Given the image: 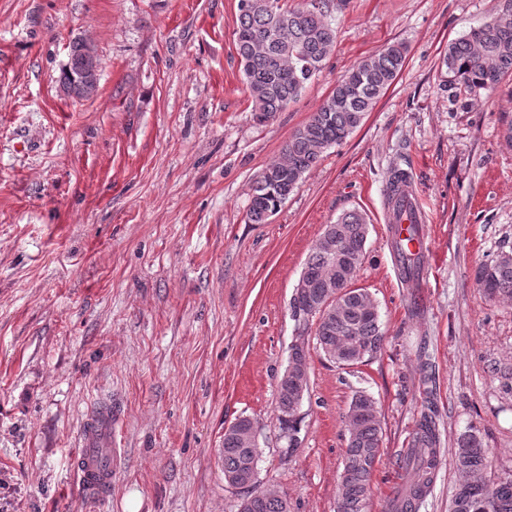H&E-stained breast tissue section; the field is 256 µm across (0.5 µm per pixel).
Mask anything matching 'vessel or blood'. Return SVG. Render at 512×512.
Returning <instances> with one entry per match:
<instances>
[{"instance_id":"obj_1","label":"vessel or blood","mask_w":512,"mask_h":512,"mask_svg":"<svg viewBox=\"0 0 512 512\" xmlns=\"http://www.w3.org/2000/svg\"><path fill=\"white\" fill-rule=\"evenodd\" d=\"M403 200L402 215H389L392 236L408 238L411 223L422 220L420 198L414 186L407 185L399 192ZM77 455V479L81 486L104 497L112 489V475L116 471L117 449L112 446V412L103 407L86 423L80 438Z\"/></svg>"}]
</instances>
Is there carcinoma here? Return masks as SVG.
Returning a JSON list of instances; mask_svg holds the SVG:
<instances>
[{"label":"carcinoma","mask_w":512,"mask_h":512,"mask_svg":"<svg viewBox=\"0 0 512 512\" xmlns=\"http://www.w3.org/2000/svg\"><path fill=\"white\" fill-rule=\"evenodd\" d=\"M239 24L235 46L252 102L254 118L265 122L288 108L305 85L322 71L324 61L336 47V29L327 21L328 0H311L303 7L284 8L279 0H249L238 4ZM83 40L71 43L66 67L59 77L61 87L72 88L71 77L87 67L101 66L100 59L84 57ZM406 49L390 43L353 64L336 81L329 96L309 120L293 131L279 157L256 177L248 209L253 224H265L288 199L305 174L322 159L325 151L341 144L373 109L378 98L394 83L405 62ZM448 77L469 90L489 89L512 73V11L505 10L490 21L470 29L448 43L442 58ZM368 227L356 211L343 213L336 221V237L349 246V259L337 271L328 254L312 248L303 271L316 291L341 275L354 281L365 257ZM393 250L405 279H415L423 256L408 243L393 242ZM485 264L474 273V281L491 300H512V253L495 258L490 277ZM362 288L347 291L336 313L315 322L318 348L331 361L354 365L380 351L385 332L379 314L367 309ZM280 432L288 447L297 444L300 417L291 387L277 386ZM349 438L340 473L336 512H370L372 474L382 449V425L376 401L357 392L348 411ZM440 431L436 410L427 402L403 463L412 470L409 493L398 512H415L420 499L435 482L440 456ZM259 449L242 443L234 430L224 431L221 450L224 477L245 480L258 470ZM488 449L474 431L462 434L452 453V465L461 474L455 484L450 512H512V478L488 482L483 477ZM240 512H288L286 497L273 491H258L251 485Z\"/></svg>","instance_id":"cac0c4a2"}]
</instances>
